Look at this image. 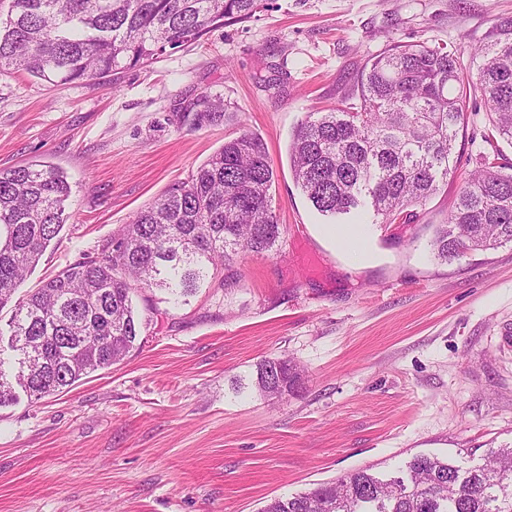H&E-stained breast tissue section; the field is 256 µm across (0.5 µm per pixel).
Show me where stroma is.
<instances>
[{
  "label": "stroma",
  "instance_id": "1",
  "mask_svg": "<svg viewBox=\"0 0 512 512\" xmlns=\"http://www.w3.org/2000/svg\"><path fill=\"white\" fill-rule=\"evenodd\" d=\"M248 21L122 73L118 88L0 75V168L35 161L72 186L66 220L22 284L36 288L206 161L240 124L277 173L273 251L240 253L188 304L136 290L142 343L120 364L0 408V512H262L274 497L416 455L481 465L512 443V244L435 259L488 127L468 102L457 170L410 224L371 208L320 214L288 146L310 112L340 105L397 43H444L463 61L512 22V0H267ZM231 107L200 129L181 107ZM363 228L365 258L327 235ZM306 373L268 401L236 389L264 358Z\"/></svg>",
  "mask_w": 512,
  "mask_h": 512
}]
</instances>
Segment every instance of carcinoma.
I'll return each instance as SVG.
<instances>
[{"mask_svg": "<svg viewBox=\"0 0 512 512\" xmlns=\"http://www.w3.org/2000/svg\"><path fill=\"white\" fill-rule=\"evenodd\" d=\"M266 0H12L0 21V74L25 73L55 84L110 81L146 68L168 50L198 43L251 18ZM465 65L448 45L401 44L376 56L347 104L311 112L289 145L296 184L323 215L371 207L383 224H408L412 208L452 173L467 102L481 95L491 152L464 180L432 247L442 260L512 243V164L497 138L512 141V25ZM230 104L202 94L186 107L190 125L224 120ZM275 182L264 141L244 127L93 254L18 295L64 224L71 186L52 166L0 168V310L13 306L7 361L0 348V407L14 387L36 400L123 361L142 322L132 294L160 288L179 301L209 283L241 251L273 250L280 238L272 206ZM254 390L272 400L302 386L281 358L254 365ZM261 512H512V448L479 467L418 455L400 476L371 468L294 496Z\"/></svg>", "mask_w": 512, "mask_h": 512, "instance_id": "carcinoma-1", "label": "carcinoma"}]
</instances>
